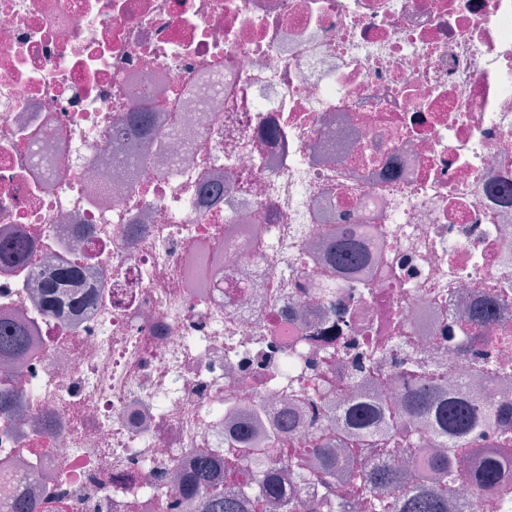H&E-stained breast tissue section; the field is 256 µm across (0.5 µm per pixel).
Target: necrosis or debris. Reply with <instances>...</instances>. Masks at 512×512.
<instances>
[{"label":"necrosis or debris","mask_w":512,"mask_h":512,"mask_svg":"<svg viewBox=\"0 0 512 512\" xmlns=\"http://www.w3.org/2000/svg\"><path fill=\"white\" fill-rule=\"evenodd\" d=\"M362 224L375 260L341 276L332 232ZM18 240L0 324L30 345L0 355V505L176 512L174 477L223 466L245 426L252 459L215 479L246 512H274L258 457L298 512H333L353 451L332 497L301 447L356 399L447 455L405 414L411 363L512 437V0H0V242ZM70 263L92 300L46 313ZM448 512H512V462Z\"/></svg>","instance_id":"necrosis-or-debris-1"}]
</instances>
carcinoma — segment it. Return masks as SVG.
I'll use <instances>...</instances> for the list:
<instances>
[{"mask_svg":"<svg viewBox=\"0 0 512 512\" xmlns=\"http://www.w3.org/2000/svg\"><path fill=\"white\" fill-rule=\"evenodd\" d=\"M24 253L22 242L0 246V261L19 262ZM330 256L336 268L348 276L358 273L370 259L363 235L345 229L334 235ZM87 296L86 284L69 266L54 270L43 282L44 308L51 314L75 313ZM26 346L24 330L0 326V353H18ZM439 381L440 376L432 374L406 391V413L421 420L448 443V455L429 464L439 477L438 485L408 490L391 502L376 497L373 506L378 512H446L445 493L453 490L457 482L471 479L490 483L497 478L500 461L492 448L495 442L508 440V436L495 431L490 415L480 411L472 397L449 393ZM344 419L350 430L351 447L356 449L358 457V469L351 476L352 496L361 497L370 490L380 492L386 487L401 485L402 471L381 459L397 456L412 460L416 454L413 440L404 433L392 432L389 414L371 402L353 404L345 411ZM311 451L321 461L317 481L327 489L339 467L333 446L323 438L312 444ZM193 482L201 512H243L240 497L214 487L212 462L208 456L197 459ZM257 492L268 497L274 509H295L294 504L287 503L273 468L262 471Z\"/></svg>","mask_w":512,"mask_h":512,"instance_id":"carcinoma-1","label":"carcinoma"}]
</instances>
